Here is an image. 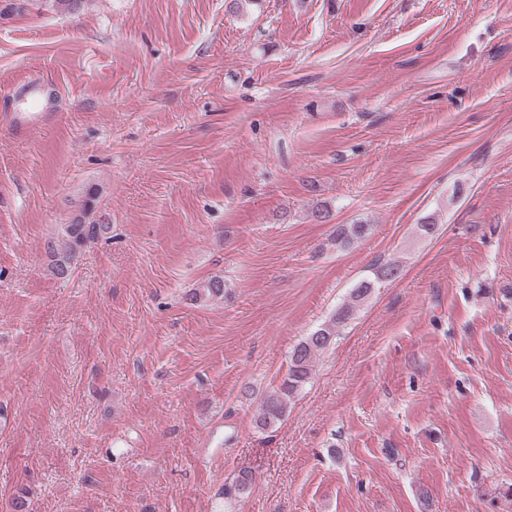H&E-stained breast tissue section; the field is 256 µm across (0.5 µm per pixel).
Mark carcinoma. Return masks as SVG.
I'll list each match as a JSON object with an SVG mask.
<instances>
[{
	"instance_id": "carcinoma-1",
	"label": "carcinoma",
	"mask_w": 512,
	"mask_h": 512,
	"mask_svg": "<svg viewBox=\"0 0 512 512\" xmlns=\"http://www.w3.org/2000/svg\"><path fill=\"white\" fill-rule=\"evenodd\" d=\"M95 193L88 192L84 200L75 207L70 221L60 225L58 241L48 244L52 254L51 273L58 279L71 274L72 262L76 255L91 243L99 240L108 225L94 218ZM374 225L367 223L338 224L332 242L344 251L369 238ZM400 276V265L386 262L378 265L373 276L361 281L330 319L294 346L289 355L288 370L279 386L261 399L257 414L256 428L269 430L280 423L288 413V405L298 396L313 378L314 363L322 352L336 340L340 329L355 318L361 303L381 284L394 281ZM224 296V279L214 277L189 293L193 301H205ZM255 474L242 470L231 484L224 487V496L240 498L250 493Z\"/></svg>"
}]
</instances>
